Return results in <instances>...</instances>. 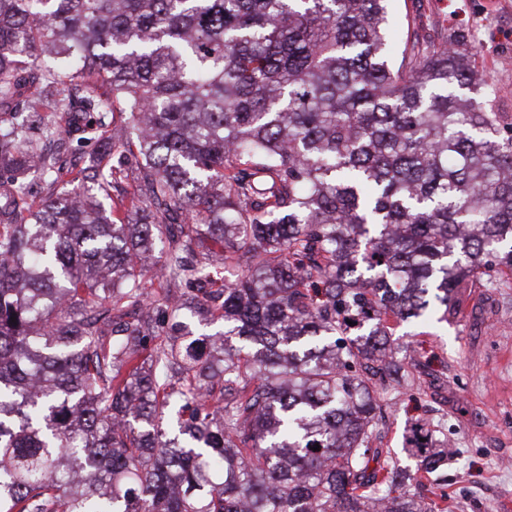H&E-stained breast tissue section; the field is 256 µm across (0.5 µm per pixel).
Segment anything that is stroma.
Instances as JSON below:
<instances>
[{"instance_id": "1", "label": "stroma", "mask_w": 512, "mask_h": 512, "mask_svg": "<svg viewBox=\"0 0 512 512\" xmlns=\"http://www.w3.org/2000/svg\"><path fill=\"white\" fill-rule=\"evenodd\" d=\"M467 37L476 67L512 113V0H391L388 53L406 42ZM394 338L413 374L394 393L382 425L384 447L402 450L416 421L441 426L454 445L446 512H512V287L468 286L449 322L405 323ZM510 468H503V461Z\"/></svg>"}]
</instances>
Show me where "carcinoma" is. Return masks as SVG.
I'll list each match as a JSON object with an SVG mask.
<instances>
[{"instance_id":"1","label":"carcinoma","mask_w":512,"mask_h":512,"mask_svg":"<svg viewBox=\"0 0 512 512\" xmlns=\"http://www.w3.org/2000/svg\"><path fill=\"white\" fill-rule=\"evenodd\" d=\"M387 2L0 0V512H440L391 336L512 273V114Z\"/></svg>"}]
</instances>
